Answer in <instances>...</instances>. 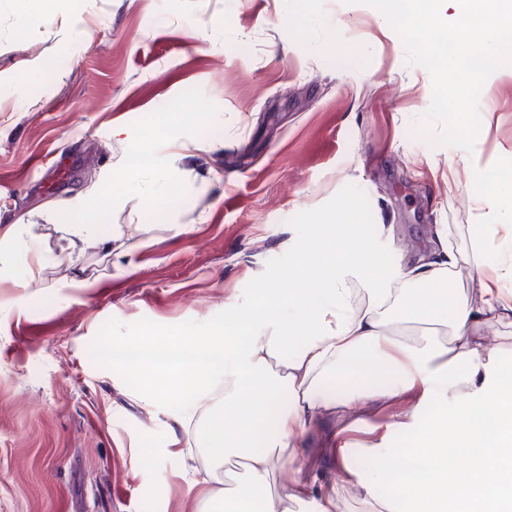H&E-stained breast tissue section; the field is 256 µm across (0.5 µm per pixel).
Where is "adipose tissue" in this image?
Here are the masks:
<instances>
[{
    "label": "adipose tissue",
    "instance_id": "ef3b65f1",
    "mask_svg": "<svg viewBox=\"0 0 512 512\" xmlns=\"http://www.w3.org/2000/svg\"><path fill=\"white\" fill-rule=\"evenodd\" d=\"M87 201L73 205L65 224L68 253L95 240L110 248L104 224L83 220ZM303 276L289 277L280 306L259 307L257 322L201 336L198 363L142 361L145 377L163 371L165 390L207 391L205 408L189 407L183 424L202 447L210 471L236 463L243 478L224 483L225 512H512V383L490 374L498 348L490 323L512 318V299L500 282L512 281V256L483 254L477 273L482 302L472 306L444 293L460 265L447 229L429 255L405 267L369 264L371 239L354 224H326L315 235ZM392 375L378 384V373ZM330 379L352 382L330 397ZM287 405H280V393ZM400 404L399 428L423 447H394L389 434L367 445L370 472L354 510L347 488H310L296 474L298 442L308 417L336 413L344 428L358 422L372 400ZM291 467L286 489L276 473ZM398 472L410 485L404 503L378 496V480Z\"/></svg>",
    "mask_w": 512,
    "mask_h": 512
}]
</instances>
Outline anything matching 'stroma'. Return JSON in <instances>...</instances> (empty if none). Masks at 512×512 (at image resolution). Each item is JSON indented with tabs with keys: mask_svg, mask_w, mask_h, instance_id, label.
Instances as JSON below:
<instances>
[{
	"mask_svg": "<svg viewBox=\"0 0 512 512\" xmlns=\"http://www.w3.org/2000/svg\"><path fill=\"white\" fill-rule=\"evenodd\" d=\"M15 9L0 0V227L20 238L0 247V512H205L206 459L184 449L179 413L96 364L90 345L112 319L202 322L234 307L294 244L290 218L345 185L367 194L395 264L448 225L463 258L454 292L480 304L477 226L489 252L512 243L480 200L512 164V66L484 83L468 152L416 135L430 75L361 0H32L20 33ZM192 140L209 150H177ZM143 141L154 165L129 177ZM89 194L111 204L87 223L142 231L70 262L68 214L44 205ZM364 411L346 433L335 415L312 418L302 477L335 481L342 438L361 474L383 432L419 447L391 430L397 406Z\"/></svg>",
	"mask_w": 512,
	"mask_h": 512,
	"instance_id": "obj_1",
	"label": "stroma"
}]
</instances>
